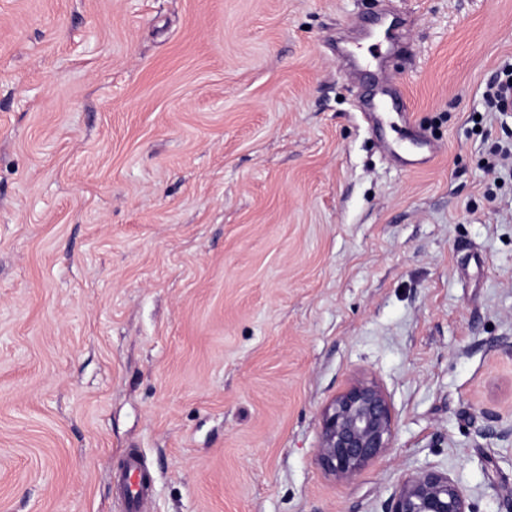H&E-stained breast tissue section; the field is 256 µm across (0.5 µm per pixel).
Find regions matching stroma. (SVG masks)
Returning a JSON list of instances; mask_svg holds the SVG:
<instances>
[{
  "mask_svg": "<svg viewBox=\"0 0 512 512\" xmlns=\"http://www.w3.org/2000/svg\"><path fill=\"white\" fill-rule=\"evenodd\" d=\"M507 67L512 0H0V512H128L133 454L140 512H384L426 463L507 512ZM357 378L395 434L345 484ZM502 73L504 79L491 83L485 94L488 106L494 112L507 111L509 101H512V69L506 68ZM393 408L379 382L358 378L324 407L316 459L328 476L350 483L392 448ZM124 484L129 509L135 510L143 492V473L136 455L130 457L125 472Z\"/></svg>",
  "mask_w": 512,
  "mask_h": 512,
  "instance_id": "35a3bbf8",
  "label": "stroma"
}]
</instances>
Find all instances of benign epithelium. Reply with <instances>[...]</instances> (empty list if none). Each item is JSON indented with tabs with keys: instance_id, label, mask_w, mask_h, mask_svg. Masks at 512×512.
Segmentation results:
<instances>
[{
	"instance_id": "1",
	"label": "benign epithelium",
	"mask_w": 512,
	"mask_h": 512,
	"mask_svg": "<svg viewBox=\"0 0 512 512\" xmlns=\"http://www.w3.org/2000/svg\"><path fill=\"white\" fill-rule=\"evenodd\" d=\"M393 408L374 379L358 378L324 407L316 459L340 483L353 481L392 448ZM385 512H475L468 495L432 464L415 469L395 488Z\"/></svg>"
}]
</instances>
